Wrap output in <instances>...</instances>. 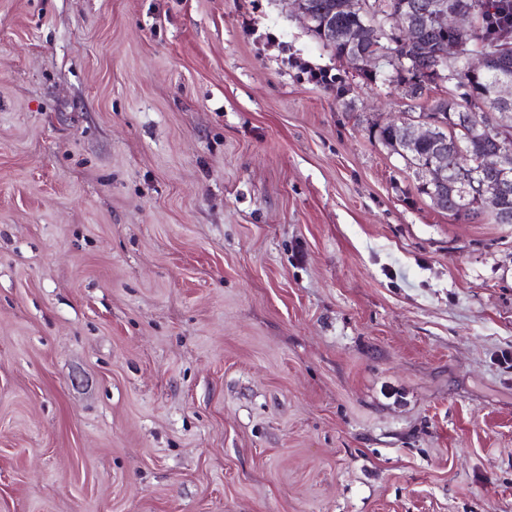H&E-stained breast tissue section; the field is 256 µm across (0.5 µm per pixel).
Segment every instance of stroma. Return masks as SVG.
Segmentation results:
<instances>
[{
  "mask_svg": "<svg viewBox=\"0 0 512 512\" xmlns=\"http://www.w3.org/2000/svg\"><path fill=\"white\" fill-rule=\"evenodd\" d=\"M450 89L292 0H0V512H512V224L373 134Z\"/></svg>",
  "mask_w": 512,
  "mask_h": 512,
  "instance_id": "35a3bbf8",
  "label": "stroma"
}]
</instances>
